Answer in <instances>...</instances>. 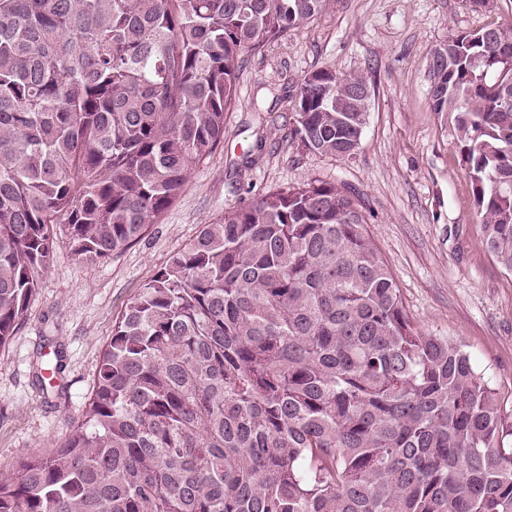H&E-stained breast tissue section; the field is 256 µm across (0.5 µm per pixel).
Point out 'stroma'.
<instances>
[{"label":"stroma","instance_id":"obj_1","mask_svg":"<svg viewBox=\"0 0 512 512\" xmlns=\"http://www.w3.org/2000/svg\"><path fill=\"white\" fill-rule=\"evenodd\" d=\"M512 22V0H330L302 30L268 42L238 79L224 145L196 167L178 202L105 263L59 244L14 336L0 348V470L45 455L80 419L127 302L201 225L265 192L314 179L354 188L366 228L422 331L461 342L512 413V273L487 252L452 122L431 112V49L460 32ZM332 66L367 73L375 100L348 158L288 143L301 76ZM61 360L48 384L36 368Z\"/></svg>","mask_w":512,"mask_h":512}]
</instances>
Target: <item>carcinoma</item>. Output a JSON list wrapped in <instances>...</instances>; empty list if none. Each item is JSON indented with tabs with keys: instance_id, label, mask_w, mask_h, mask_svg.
Listing matches in <instances>:
<instances>
[{
	"instance_id": "1",
	"label": "carcinoma",
	"mask_w": 512,
	"mask_h": 512,
	"mask_svg": "<svg viewBox=\"0 0 512 512\" xmlns=\"http://www.w3.org/2000/svg\"><path fill=\"white\" fill-rule=\"evenodd\" d=\"M329 0H0V347L66 227L137 242L224 144L245 55ZM430 53L486 250L512 273V23ZM374 88L317 69L288 144L350 157ZM354 190L226 209L126 304L91 397L0 512H512V419L463 347L419 330Z\"/></svg>"
}]
</instances>
